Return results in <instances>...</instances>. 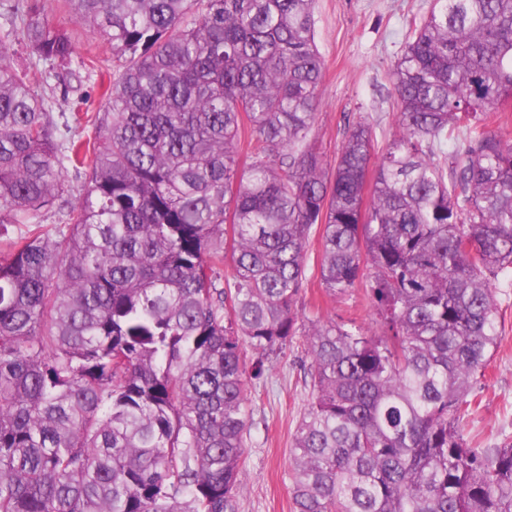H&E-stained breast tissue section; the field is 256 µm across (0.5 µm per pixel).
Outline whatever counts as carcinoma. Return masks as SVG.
<instances>
[{
    "mask_svg": "<svg viewBox=\"0 0 512 512\" xmlns=\"http://www.w3.org/2000/svg\"><path fill=\"white\" fill-rule=\"evenodd\" d=\"M57 2L115 64L103 111L71 104L57 141L43 65L98 66L45 0L0 4V512H238L242 345L258 375L296 336L295 512H512V442L465 437L512 285V145L489 128L512 0H432L392 70L396 137L378 152L352 125L330 171L315 0ZM317 225L323 288L364 286L376 332L299 323Z\"/></svg>",
    "mask_w": 512,
    "mask_h": 512,
    "instance_id": "1",
    "label": "carcinoma"
}]
</instances>
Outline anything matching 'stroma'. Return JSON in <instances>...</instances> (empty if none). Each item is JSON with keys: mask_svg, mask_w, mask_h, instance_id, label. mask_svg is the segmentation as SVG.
<instances>
[{"mask_svg": "<svg viewBox=\"0 0 512 512\" xmlns=\"http://www.w3.org/2000/svg\"><path fill=\"white\" fill-rule=\"evenodd\" d=\"M429 7L430 0H316L315 41L324 61V79L313 137L326 168H333L349 124L367 122L379 149L396 135L392 68L413 23ZM102 92L99 77L73 75L64 68L43 90L57 111L78 99L100 107ZM320 249L318 236H311L307 283L296 301L299 317L353 319L364 330L375 331L377 316L364 289L345 302L327 295L320 283ZM498 302L504 316L500 345L472 389L473 413L465 427L471 445L479 448L512 440V288H501ZM309 364L298 336L259 376L248 380V482L239 512H294L289 450L311 396Z\"/></svg>", "mask_w": 512, "mask_h": 512, "instance_id": "35a3bbf8", "label": "stroma"}]
</instances>
